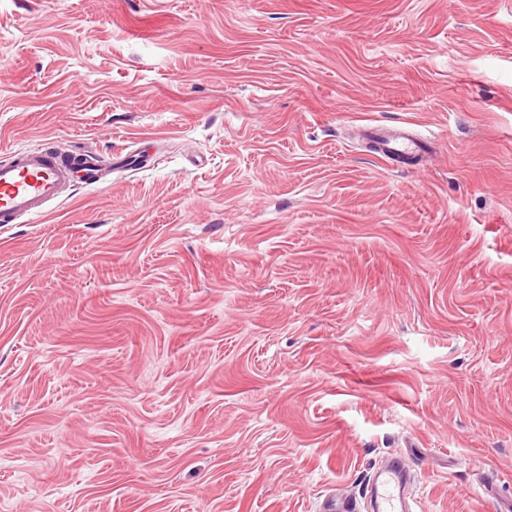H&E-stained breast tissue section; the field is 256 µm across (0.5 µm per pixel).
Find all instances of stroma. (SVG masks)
Listing matches in <instances>:
<instances>
[{
    "label": "stroma",
    "mask_w": 512,
    "mask_h": 512,
    "mask_svg": "<svg viewBox=\"0 0 512 512\" xmlns=\"http://www.w3.org/2000/svg\"><path fill=\"white\" fill-rule=\"evenodd\" d=\"M44 144L107 177L0 224V512H512V0H0ZM381 153L387 157L391 155L410 154L419 145L405 129L395 130L393 133L385 134L380 139ZM406 476L396 464L384 466L373 477L370 497L374 502V512H405Z\"/></svg>",
    "instance_id": "1"
}]
</instances>
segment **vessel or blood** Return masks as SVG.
<instances>
[{
    "mask_svg": "<svg viewBox=\"0 0 512 512\" xmlns=\"http://www.w3.org/2000/svg\"><path fill=\"white\" fill-rule=\"evenodd\" d=\"M383 155L413 153L417 142L404 129L380 139ZM73 167L56 155L53 148L19 151L0 161V224L44 213L70 181ZM406 476L395 464L379 469L373 477L370 497L374 512H406Z\"/></svg>",
    "mask_w": 512,
    "mask_h": 512,
    "instance_id": "vessel-or-blood-1",
    "label": "vessel or blood"
}]
</instances>
